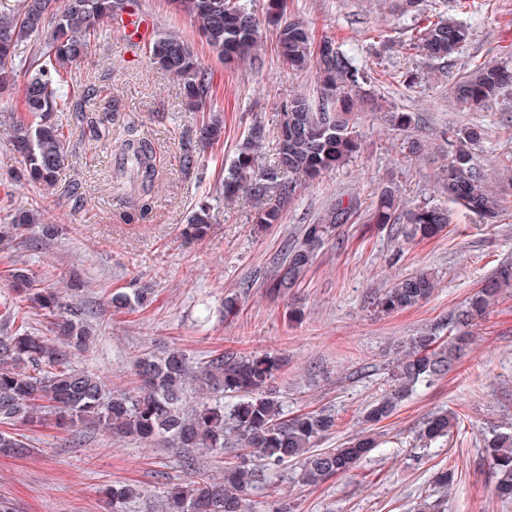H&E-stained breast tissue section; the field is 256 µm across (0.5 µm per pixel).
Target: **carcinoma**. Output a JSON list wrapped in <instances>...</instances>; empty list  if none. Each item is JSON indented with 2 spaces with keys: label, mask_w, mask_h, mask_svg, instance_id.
I'll return each mask as SVG.
<instances>
[{
  "label": "carcinoma",
  "mask_w": 512,
  "mask_h": 512,
  "mask_svg": "<svg viewBox=\"0 0 512 512\" xmlns=\"http://www.w3.org/2000/svg\"><path fill=\"white\" fill-rule=\"evenodd\" d=\"M137 0H0V93L20 98L23 116L8 124V136L22 157L20 178L61 194L81 206L83 184L72 179L58 185L60 171L70 165L68 134L58 113L69 109L72 68L90 49L100 24L119 22ZM192 21L216 57L230 67L257 60L262 30L275 26L277 46L293 68L311 69L320 93L314 105L304 96L281 104L275 160L256 164L264 128L253 126L240 143L224 177L215 186V196L232 203L239 194H249L259 208L258 222L278 224L285 204L297 189L310 184L362 149L357 130V100L353 92L371 82L366 68L327 35L315 39L309 24L284 18L286 0H268L260 17L241 0H168ZM469 39V28L442 17L416 18L410 37L399 44L407 57L449 60ZM152 65L179 81L190 108L202 113L197 129L182 137L180 165L194 173L202 168L201 152L221 140L224 116L207 110L213 84L194 45L176 34L161 32L147 45ZM512 87V67L488 64L453 79L451 92L468 112H479ZM83 134L92 141L109 140L112 128L122 129L113 154L117 188L126 190L139 211L152 208L158 177L156 148L141 127L125 119L118 100L112 109L88 112L77 108ZM448 144L447 163L438 185L448 199L476 215L484 224H496L504 209L503 199L489 182L490 176L474 162L473 148L483 139L476 125L450 127L442 132ZM209 200H203L182 228L188 242H197L210 230ZM357 214L353 201L339 197L315 223L306 224L294 240L285 241L282 258L265 280L271 295L288 293L302 282L313 264L316 250L333 238ZM37 223V214L22 212L0 227V242L20 236L24 225ZM368 223L388 230L395 238L420 242L439 236L450 224L448 208L403 202L398 191L385 187L372 208ZM17 291L32 308L45 312L57 336H36L20 326L0 336V455L22 458L29 445L19 438L16 426L54 422L58 428H77L88 421L119 437L142 442L165 441L183 450L188 482L165 492V512H245L247 497L267 484L269 478L294 462L300 479L318 485L356 467L377 440L374 434L357 437L339 448H315L332 433L336 417L326 410H308L290 415L271 389L285 367L278 354L245 355L219 353L194 366L180 349L145 352L133 359L138 387L130 392H112L102 378L78 370L73 359L90 349L93 339L84 313L63 304L62 292L34 288L31 276L13 274ZM512 284V266L501 268L493 283L474 293L467 303L448 313L440 330L410 338L392 373V389L375 399L362 412V422L374 428L390 418L400 402L420 382L450 372L470 341L469 328L482 320L495 304L502 286ZM435 288L434 275L417 271L394 282L376 300L381 313L412 308L428 299ZM146 288L132 293H112L113 311L125 312L145 304ZM232 397L190 404L186 393L194 382ZM458 424V415L441 411L427 416L421 437H448ZM201 448L224 463V480L196 476L192 450ZM484 453L495 476V494L512 499V427H498L484 440ZM259 458L251 467L245 457ZM112 512H124L140 496L135 485L105 489Z\"/></svg>",
  "instance_id": "cac0c4a2"
}]
</instances>
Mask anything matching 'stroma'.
Returning <instances> with one entry per match:
<instances>
[{
    "mask_svg": "<svg viewBox=\"0 0 512 512\" xmlns=\"http://www.w3.org/2000/svg\"><path fill=\"white\" fill-rule=\"evenodd\" d=\"M156 28L195 42L215 89L213 111L224 115V140L203 158L204 174H185L179 164L181 137L194 128L199 113L188 111L176 80L156 69L144 49L130 47L116 26L102 25L88 55L72 69L73 100L84 89L98 91L91 108L119 100L121 109L142 126L160 159L151 213L125 221L131 206L113 189L114 159L104 142L83 138L74 113H62L70 130L73 165L61 181L80 178L83 206L16 181L21 169L2 121L21 114L17 99L0 96V225L18 208H35L41 221L22 235L0 243V334L26 324L38 336L50 323L20 298L13 269L29 270L38 286L64 289L72 276L84 280L68 304L81 308L93 328L94 343L79 354L77 367L92 370L114 391L136 387L131 361L143 352L183 350L197 362L226 350L260 355L276 352L287 360L274 387L289 410L331 409L332 434L321 447L336 448L362 429V409L389 388L402 345L419 332L444 323L504 264H512V172L502 162L512 156V92L484 111L460 110L448 98V78L480 63L512 64V0H421L422 15H444L467 24L470 38L445 64L409 58L398 50L413 25L390 0H287V13L309 21L317 35L332 36L372 75L368 87L381 106L364 109L358 121L362 152L344 167L303 186L283 211L281 223L258 226L250 197L237 205H214L211 228L188 245L181 228L195 205L212 195L226 161L255 123L274 130L281 102L297 94L316 97L312 71L283 61L273 33H264L261 63L227 68L205 44L194 24L174 12L167 0H141ZM413 87L399 82L402 73ZM411 112L413 133L393 129L385 111ZM478 125L484 140L480 164L494 176L509 208L499 223L483 224L455 211L445 235L405 244L364 221L378 193L395 186L411 205L440 204L436 175L445 164V128ZM416 137L423 155L408 156L405 143ZM353 198L359 220L340 231L343 245L325 243L305 280L287 296L271 298L263 282L285 240L320 218L336 197ZM58 228L46 236L44 225ZM426 267L437 276L431 297L388 316L375 310L379 293L394 280ZM152 290L149 305L132 314L113 312V291ZM240 293L235 319L224 320L226 295ZM441 408L461 417L447 439L420 441L424 416ZM512 423V288L501 291L487 319L474 330L465 356L448 374L418 385L380 430V446L350 473L319 485L298 479L296 465L254 498L256 512L268 503H290L294 512H416L422 499L444 496L447 512H512V501L493 493L495 477L482 452L492 427ZM32 447L24 458L0 455V500L13 512H105L102 492L134 481L145 493L126 512H161L167 487L182 481L185 470L168 449L131 438L118 439L87 425L79 433L52 425L24 427ZM454 473L448 490L434 483L438 470Z\"/></svg>",
    "mask_w": 512,
    "mask_h": 512,
    "instance_id": "1",
    "label": "stroma"
}]
</instances>
